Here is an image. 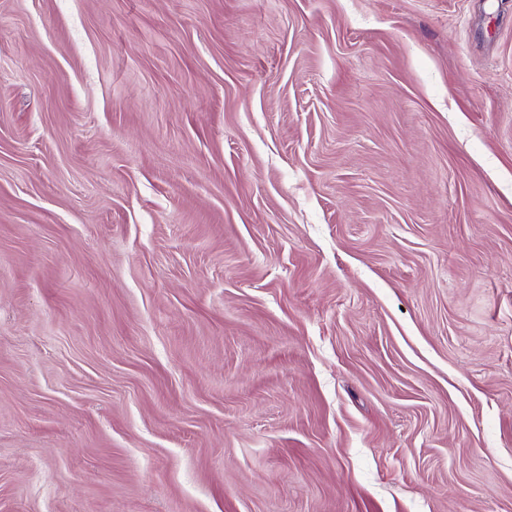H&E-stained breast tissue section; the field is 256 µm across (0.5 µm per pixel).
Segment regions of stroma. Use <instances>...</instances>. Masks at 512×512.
Here are the masks:
<instances>
[{
  "mask_svg": "<svg viewBox=\"0 0 512 512\" xmlns=\"http://www.w3.org/2000/svg\"><path fill=\"white\" fill-rule=\"evenodd\" d=\"M0 512H512V0H0Z\"/></svg>",
  "mask_w": 512,
  "mask_h": 512,
  "instance_id": "1",
  "label": "stroma"
}]
</instances>
